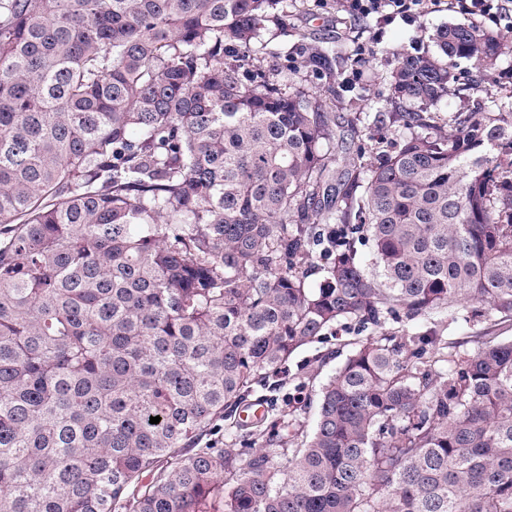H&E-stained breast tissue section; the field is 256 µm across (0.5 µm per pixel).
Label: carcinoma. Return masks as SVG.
<instances>
[{
  "instance_id": "1",
  "label": "carcinoma",
  "mask_w": 512,
  "mask_h": 512,
  "mask_svg": "<svg viewBox=\"0 0 512 512\" xmlns=\"http://www.w3.org/2000/svg\"><path fill=\"white\" fill-rule=\"evenodd\" d=\"M290 8L0 0V512H512V339L428 350L472 303L512 318V98L431 112L502 44L401 49L389 101L424 109L343 155L347 59L312 49L320 97L252 48ZM389 317L425 329L353 350L310 428L236 418L339 322ZM227 419L244 448L210 442Z\"/></svg>"
}]
</instances>
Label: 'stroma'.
<instances>
[{"label":"stroma","instance_id":"stroma-1","mask_svg":"<svg viewBox=\"0 0 512 512\" xmlns=\"http://www.w3.org/2000/svg\"><path fill=\"white\" fill-rule=\"evenodd\" d=\"M464 21V16L457 13L435 12L412 24L398 19L383 26L372 15L337 11L336 0H293L287 27L266 22L254 47L265 65L275 71L283 88L302 86L313 92L319 90L321 82L310 75L305 65L307 48L324 45L335 48L341 56L355 57V65L343 66L336 72L339 114L347 116L378 108L388 113L392 110L386 102L388 77L396 65L398 51L407 48L436 53L432 40L436 29ZM496 32L505 54L493 80H484L472 61L458 60V81L438 104L440 115L464 111L479 98L512 92V31L500 26ZM401 328V323L393 319L379 327L345 320L322 339L302 348L281 369L278 391L268 406L261 431L270 435L283 432L286 425L311 421L323 385L346 355L366 340Z\"/></svg>","mask_w":512,"mask_h":512}]
</instances>
